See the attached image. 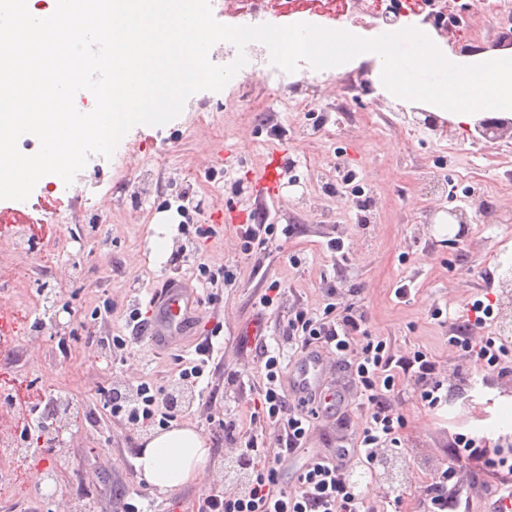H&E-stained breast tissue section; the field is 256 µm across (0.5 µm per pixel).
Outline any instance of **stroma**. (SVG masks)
I'll return each mask as SVG.
<instances>
[{"label":"stroma","mask_w":512,"mask_h":512,"mask_svg":"<svg viewBox=\"0 0 512 512\" xmlns=\"http://www.w3.org/2000/svg\"><path fill=\"white\" fill-rule=\"evenodd\" d=\"M306 22L343 25L364 38L377 27L361 0L345 16L298 10L287 0L273 25ZM460 52L512 45V26L488 21L477 0L460 27L442 39ZM265 68L248 69L240 87L192 95L181 114L162 126L139 125L119 142L111 160L94 155L72 184L41 178L40 193L26 203L0 200V211L20 212L21 225L53 224L40 248H21L0 228V320L11 331L0 338V377L15 376L33 388L71 400L83 412L59 447L30 446L12 463L15 481L0 495V512H197L203 494L239 493L235 468L240 444L261 427L250 418L264 386V361L243 336L261 320L269 350L290 355L288 320L296 309L323 307L335 293L339 307L366 315L365 328L386 340L396 355L429 352L448 391L437 409L424 406L420 386L400 379L391 404L405 417L401 445L389 449L402 471L401 512H423L415 489L447 458L458 435L487 437L490 447L512 452V374L478 379L464 352L448 342L454 320L474 317L475 306L492 315L473 330L512 350V333L496 314L500 283L512 276V139L486 142L444 123L415 124L408 105L380 93L367 63L310 70L294 77L287 96L311 103L304 113L284 111ZM278 179L266 188L263 169ZM479 197L465 229L441 225L455 199ZM292 227L253 255L240 250L239 227ZM169 237L164 255L154 236ZM342 245L331 252L330 242ZM231 267V281H217L212 299L180 345L171 349L131 339L126 310L147 303L170 277L192 282L193 267ZM406 295H398V288ZM276 289L277 301L259 300ZM441 317H433L434 308ZM219 327L215 352L193 389L190 408L154 427L113 419L104 396L151 380L179 384L183 359L192 357L205 331ZM128 337L122 350L103 341ZM328 376L348 388V425L318 420L307 448L316 454L346 446L363 426L351 374L330 359ZM234 421L227 433L225 421ZM194 427L210 455L207 480L161 492L141 479L135 458L147 437L171 425ZM50 476V490L35 491Z\"/></svg>","instance_id":"1"}]
</instances>
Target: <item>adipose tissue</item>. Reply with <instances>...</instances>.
I'll return each mask as SVG.
<instances>
[{"instance_id":"adipose-tissue-1","label":"adipose tissue","mask_w":512,"mask_h":512,"mask_svg":"<svg viewBox=\"0 0 512 512\" xmlns=\"http://www.w3.org/2000/svg\"><path fill=\"white\" fill-rule=\"evenodd\" d=\"M210 449L192 427H173L151 435L140 448L135 466L142 479L162 491L202 482Z\"/></svg>"}]
</instances>
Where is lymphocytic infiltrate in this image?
I'll list each match as a JSON object with an SVG mask.
<instances>
[{"mask_svg":"<svg viewBox=\"0 0 512 512\" xmlns=\"http://www.w3.org/2000/svg\"><path fill=\"white\" fill-rule=\"evenodd\" d=\"M364 321L363 313L350 308L340 311L330 303L320 313L297 311L288 323V341L297 345L302 354L323 350L342 358L351 357L350 368L364 411V424L355 447L309 456L297 470L294 490L279 489L281 465L305 448L314 423L309 412L289 406L280 359L267 356L265 384L256 414L274 430L275 446L270 449L257 438H249L244 450L250 469L248 489L233 497L209 493L205 499L207 512H373L366 490L354 474L360 468L374 469L381 450L400 444L405 419L389 401L397 375L422 383L420 398L428 408H437L442 398L437 365L431 356L420 350L395 355L386 341L361 335ZM472 330L471 321L460 322L449 338L450 344L469 353L478 370L512 373L506 365L512 353L490 337L474 343ZM156 402V390L145 383L137 386L135 395L119 392L107 397L113 416L141 424L153 423ZM500 470L512 473V461L504 456L490 457L485 439L462 437L431 480L418 487L417 494L426 505V512H459L460 493L452 485L458 472H467L476 480Z\"/></svg>","mask_w":512,"mask_h":512,"instance_id":"obj_1","label":"lymphocytic infiltrate"}]
</instances>
